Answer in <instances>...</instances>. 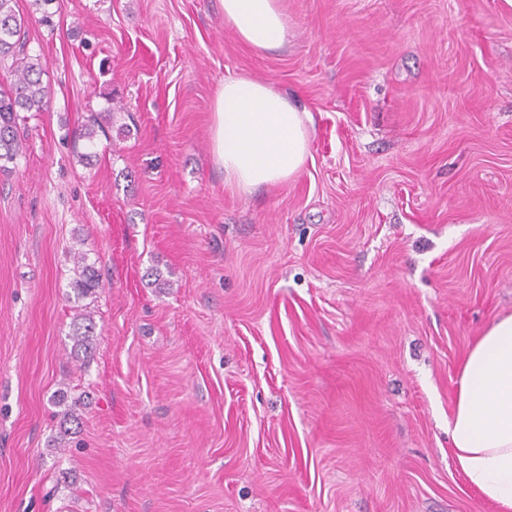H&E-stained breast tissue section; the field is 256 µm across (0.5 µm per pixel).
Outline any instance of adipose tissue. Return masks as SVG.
I'll list each match as a JSON object with an SVG mask.
<instances>
[{
    "mask_svg": "<svg viewBox=\"0 0 512 512\" xmlns=\"http://www.w3.org/2000/svg\"><path fill=\"white\" fill-rule=\"evenodd\" d=\"M225 23L252 47H281L288 24L276 0H218ZM309 115L268 84L225 78L210 129L215 163L230 188L283 183L303 167ZM454 457L468 483L512 512V314L496 319L463 359L448 418Z\"/></svg>",
    "mask_w": 512,
    "mask_h": 512,
    "instance_id": "obj_1",
    "label": "adipose tissue"
}]
</instances>
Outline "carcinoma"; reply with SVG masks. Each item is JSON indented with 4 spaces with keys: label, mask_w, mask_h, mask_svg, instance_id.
<instances>
[{
    "label": "carcinoma",
    "mask_w": 512,
    "mask_h": 512,
    "mask_svg": "<svg viewBox=\"0 0 512 512\" xmlns=\"http://www.w3.org/2000/svg\"><path fill=\"white\" fill-rule=\"evenodd\" d=\"M30 17L21 16L16 10V0H0V61L12 59L13 82L0 89V171L9 170L22 154L24 137L20 133L19 120L22 112H43L49 101V90L41 75L44 64L40 57L26 51L27 26ZM78 275L71 287L79 298L95 293L99 288L96 269L77 257ZM96 324L89 312H80L73 322V352L88 356L92 352Z\"/></svg>",
    "instance_id": "cac0c4a2"
}]
</instances>
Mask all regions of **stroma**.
<instances>
[{
	"label": "stroma",
	"instance_id": "obj_1",
	"mask_svg": "<svg viewBox=\"0 0 512 512\" xmlns=\"http://www.w3.org/2000/svg\"><path fill=\"white\" fill-rule=\"evenodd\" d=\"M277 4L271 51L217 0L30 23L50 99L0 172V512H500L448 416L512 314V0ZM235 76L312 117L287 182L224 184ZM79 252L100 274L80 300ZM62 391L81 425L54 454ZM96 336V324L90 312H80L73 322V352L79 357H88L91 354Z\"/></svg>",
	"mask_w": 512,
	"mask_h": 512
}]
</instances>
